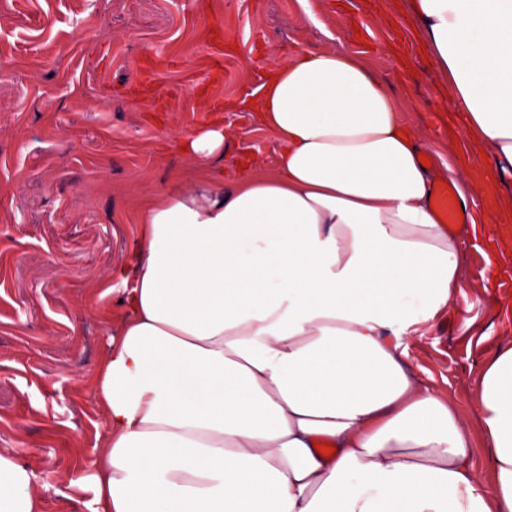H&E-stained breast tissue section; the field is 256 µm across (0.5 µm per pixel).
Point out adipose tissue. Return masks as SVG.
I'll return each instance as SVG.
<instances>
[{
	"label": "adipose tissue",
	"mask_w": 512,
	"mask_h": 512,
	"mask_svg": "<svg viewBox=\"0 0 512 512\" xmlns=\"http://www.w3.org/2000/svg\"><path fill=\"white\" fill-rule=\"evenodd\" d=\"M465 136L512 179V0H410ZM251 109L272 170L212 172L214 122L183 136L195 176L140 207L142 256L93 388L106 447L90 512H512V346L477 407L493 486L456 406L389 336L463 292L422 136L348 54L298 50ZM328 445L332 454L320 452ZM33 473L0 453V512H43Z\"/></svg>",
	"instance_id": "adipose-tissue-1"
}]
</instances>
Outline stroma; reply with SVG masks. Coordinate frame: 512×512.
<instances>
[{"mask_svg": "<svg viewBox=\"0 0 512 512\" xmlns=\"http://www.w3.org/2000/svg\"><path fill=\"white\" fill-rule=\"evenodd\" d=\"M311 3L312 20L299 0H0V451L33 471L43 512H89L91 488L74 481L106 445L92 385L101 313L132 285L140 205L191 171L179 133L222 118L232 138L212 167L225 181L244 159L273 167L275 135L232 101L254 96L295 48L333 50L361 57L386 85L434 171L475 163L409 0ZM486 208L474 205L476 227L460 243L465 298L423 335L390 339L456 404L481 471L490 448L477 383L490 355L512 345L511 229Z\"/></svg>", "mask_w": 512, "mask_h": 512, "instance_id": "1", "label": "stroma"}]
</instances>
